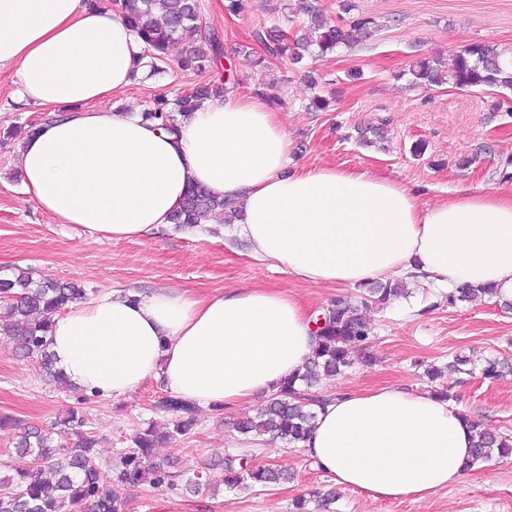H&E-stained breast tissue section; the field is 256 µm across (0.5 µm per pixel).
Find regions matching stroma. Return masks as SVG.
<instances>
[{"instance_id":"1","label":"stroma","mask_w":512,"mask_h":512,"mask_svg":"<svg viewBox=\"0 0 512 512\" xmlns=\"http://www.w3.org/2000/svg\"><path fill=\"white\" fill-rule=\"evenodd\" d=\"M346 1L351 10L343 9ZM284 2L285 9L275 13L272 0H243L241 12L231 15L225 0H201L205 21L221 37L222 63L233 72L235 93L261 99L279 112L292 142L291 165L381 173L416 191L424 205L463 188L512 189V91L450 83L425 89L410 84L407 76L410 65L426 54L449 60L476 42L497 44L511 54L512 0H318L329 19L348 24L370 18L378 27L357 46L308 61L302 70L277 60L269 68L256 67L259 45L252 31L257 25L290 32L309 22L296 13L297 0ZM308 70L315 84L305 81ZM355 71L360 74L356 80L351 77ZM219 76L216 70L173 69L153 78L141 73L111 103L142 109L154 98L174 99ZM17 91L13 70H0V278L27 272L37 281H75L92 298L112 290L146 295L176 288L203 296L225 288H271L294 297L314 316L337 297H360L358 287L312 285L287 266L255 259L245 236L225 234L215 221L189 230L169 224L150 236L122 241L99 240L81 228L55 223L23 193L19 143L10 132L45 114L19 102ZM316 96L328 100L326 110L311 108ZM369 124L386 126V143L359 144L356 129ZM464 157L472 158L470 167H459ZM405 284L407 297L366 310L374 329L372 362L355 358L345 374L318 386L317 395L378 387L426 395L431 390L426 370L462 354L472 360L470 372L444 378L451 404L512 436V373L491 380L481 374L484 359H512V309L489 298L448 305L445 290L416 275ZM167 394L161 378L152 377L126 396H83L48 383L38 364L18 357L0 335V420L47 428L78 410L99 439L104 482L112 480L107 461L132 447L136 430L152 421L168 422V413L155 407ZM267 398L261 391L234 407L198 409V422L188 435L157 449V456L198 473L208 485L205 492L139 485L124 490V512H289L294 498L333 487L331 476L302 449L278 442L246 449L245 455L254 464L288 469L292 481L225 488L222 460L234 452L233 425ZM339 493L334 512H512V457L492 458L460 484L424 501H373L345 487Z\"/></svg>"}]
</instances>
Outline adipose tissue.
Wrapping results in <instances>:
<instances>
[{"label": "adipose tissue", "mask_w": 512, "mask_h": 512, "mask_svg": "<svg viewBox=\"0 0 512 512\" xmlns=\"http://www.w3.org/2000/svg\"><path fill=\"white\" fill-rule=\"evenodd\" d=\"M143 50L93 0H0V69H13L23 102L48 111L20 147L22 184L57 223L103 240L143 237L169 224L195 184L239 203L253 255L306 282L354 286L414 268L438 287L485 285L512 301V193L422 205L371 172L289 168L278 112L242 95L206 101L175 135L145 125L108 105ZM50 340L80 388L121 397L158 374L205 408L276 392L315 347L303 305L269 288L115 290L71 305ZM471 444L448 401L384 387L336 394L302 448L370 499L424 501L462 481Z\"/></svg>", "instance_id": "adipose-tissue-1"}]
</instances>
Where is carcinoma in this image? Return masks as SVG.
Instances as JSON below:
<instances>
[{
  "label": "carcinoma",
  "mask_w": 512,
  "mask_h": 512,
  "mask_svg": "<svg viewBox=\"0 0 512 512\" xmlns=\"http://www.w3.org/2000/svg\"><path fill=\"white\" fill-rule=\"evenodd\" d=\"M122 19L144 44V66L153 76L163 75L171 66L181 70L203 72L218 65V34L204 23L200 0H121ZM378 28L373 19H359L349 25L320 21L303 30L297 37L276 28L259 26L253 40L264 49L258 64L268 59H285L297 65L306 57H320L336 48L359 44L370 31ZM412 83L421 87L440 86L452 82L459 88L499 87L512 90V59H508L489 42L473 43L458 51L452 68L443 65L438 56H427L409 69ZM224 81L198 85L189 93L169 102L156 99L139 113L145 123L168 132L178 130L180 119L198 109L205 100L228 93ZM385 138L382 126L358 129L359 143L373 146ZM224 217V223L240 220L241 211L232 203L219 198L200 185L188 187L171 223L195 226L211 215ZM366 296L354 302L346 298L334 300L324 313V325L315 331L317 341L309 361L295 374L284 380L265 405L252 416L235 424L241 435L265 436L267 441H281L299 447L306 441L316 417L315 409L327 398L311 394L322 380L344 374L353 364L354 355L361 354L365 362L372 361L367 353L372 327L365 319L362 307L374 302L387 305L407 295L403 281H370L361 285ZM486 288L461 286L448 292V304L469 301ZM86 289L73 281H35L29 274L13 279H0V334L9 338L15 351L38 362L52 380L67 385L65 376L57 370L49 350L48 335L54 317L70 305L86 299ZM512 372V361L505 358L484 360L481 374L496 379ZM158 408L173 416L172 428L160 432L152 425L133 437L134 447L110 461L112 485L100 479L94 448L98 439L83 431L85 420L75 410L44 430L36 426L18 427L14 449L31 458L30 465L15 476L0 479V512H71L82 506L85 512H121L119 490L149 483L156 489H182L199 492L205 484L199 477L174 468L158 458L154 448L185 436L196 425V408L177 397H168ZM474 433L473 453L466 464L470 470L488 461L492 454L512 457V437L492 431L470 420ZM77 438L70 445L71 437ZM288 480V472L272 465L246 467L235 456L224 458V485L228 488L267 487Z\"/></svg>",
  "instance_id": "obj_1"
}]
</instances>
